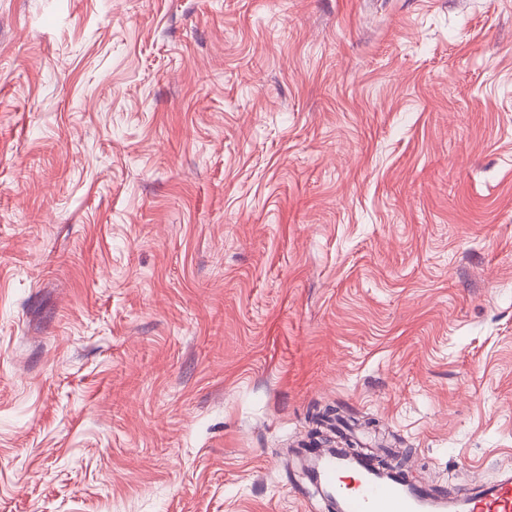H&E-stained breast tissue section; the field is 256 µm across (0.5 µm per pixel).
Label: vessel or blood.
<instances>
[{
	"instance_id": "vessel-or-blood-1",
	"label": "vessel or blood",
	"mask_w": 512,
	"mask_h": 512,
	"mask_svg": "<svg viewBox=\"0 0 512 512\" xmlns=\"http://www.w3.org/2000/svg\"><path fill=\"white\" fill-rule=\"evenodd\" d=\"M315 480L335 512H512V474L504 473L480 491L461 488L453 496L434 494L403 472L385 470L371 455L342 449H307Z\"/></svg>"
}]
</instances>
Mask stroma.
<instances>
[{
  "mask_svg": "<svg viewBox=\"0 0 512 512\" xmlns=\"http://www.w3.org/2000/svg\"><path fill=\"white\" fill-rule=\"evenodd\" d=\"M328 404L512 469V0H0V512H332Z\"/></svg>",
  "mask_w": 512,
  "mask_h": 512,
  "instance_id": "1",
  "label": "stroma"
}]
</instances>
